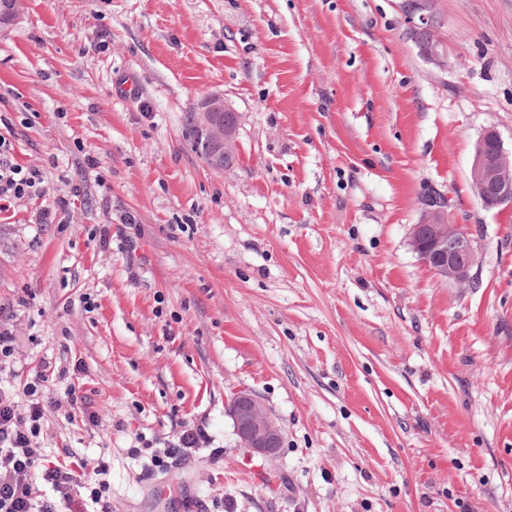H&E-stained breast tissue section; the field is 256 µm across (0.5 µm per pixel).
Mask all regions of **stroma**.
I'll list each match as a JSON object with an SVG mask.
<instances>
[{
    "label": "stroma",
    "instance_id": "1",
    "mask_svg": "<svg viewBox=\"0 0 512 512\" xmlns=\"http://www.w3.org/2000/svg\"><path fill=\"white\" fill-rule=\"evenodd\" d=\"M436 8L442 66L400 0H21L0 28L44 192L0 214V316L27 367L81 363L37 443L107 461L112 512H512V212L468 180L485 129L512 148V0ZM206 96L240 115L226 172L185 136ZM433 194L478 240L470 287L409 245ZM240 390L273 459L237 445ZM227 412L233 421L240 448L266 460L277 455L282 445L281 428L255 394L236 392ZM205 438L203 430L199 427H190L182 431L178 440L172 442L168 448H165L162 455L154 454L152 462L155 467L160 469L167 468L166 458L179 456L182 458L188 457L196 448H199L200 442Z\"/></svg>",
    "mask_w": 512,
    "mask_h": 512
}]
</instances>
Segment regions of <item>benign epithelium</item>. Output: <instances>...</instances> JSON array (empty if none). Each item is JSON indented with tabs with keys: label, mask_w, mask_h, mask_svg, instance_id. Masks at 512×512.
Returning <instances> with one entry per match:
<instances>
[{
	"label": "benign epithelium",
	"mask_w": 512,
	"mask_h": 512,
	"mask_svg": "<svg viewBox=\"0 0 512 512\" xmlns=\"http://www.w3.org/2000/svg\"><path fill=\"white\" fill-rule=\"evenodd\" d=\"M435 0H401L407 35L428 62L442 64L445 47L437 37L439 24ZM197 147L214 171L228 170L226 159L235 152L239 114L219 98L202 99L194 112ZM469 183L487 210L512 209V152L505 149L499 132L487 129L473 146ZM410 246L418 259L448 284L462 288L474 280L477 240L467 224H451L445 201H428L422 219L412 225ZM227 412L240 447L253 456L274 458L282 445L281 428L264 403L253 393L239 391Z\"/></svg>",
	"instance_id": "obj_1"
}]
</instances>
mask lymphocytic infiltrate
<instances>
[{
    "label": "lymphocytic infiltrate",
    "mask_w": 512,
    "mask_h": 512,
    "mask_svg": "<svg viewBox=\"0 0 512 512\" xmlns=\"http://www.w3.org/2000/svg\"><path fill=\"white\" fill-rule=\"evenodd\" d=\"M42 181L40 169L12 161L10 142L0 135V213L35 194ZM18 345L13 325L0 320V512H112L110 467L104 460L92 463L72 455L55 462L34 444L47 409L59 405L48 390L50 380L80 373L81 364L57 370L43 361L27 370L17 364ZM39 481L51 486L52 496L34 494ZM84 488L89 498H81Z\"/></svg>",
    "instance_id": "obj_1"
}]
</instances>
